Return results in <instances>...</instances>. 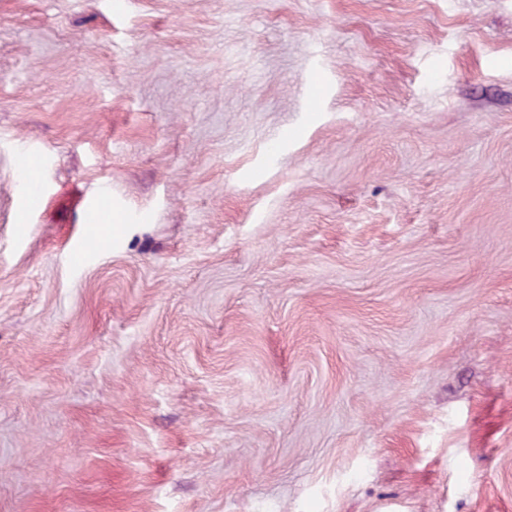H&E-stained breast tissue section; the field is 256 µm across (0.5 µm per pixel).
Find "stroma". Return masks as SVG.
<instances>
[{
    "label": "stroma",
    "mask_w": 512,
    "mask_h": 512,
    "mask_svg": "<svg viewBox=\"0 0 512 512\" xmlns=\"http://www.w3.org/2000/svg\"><path fill=\"white\" fill-rule=\"evenodd\" d=\"M0 512H512V0H0Z\"/></svg>",
    "instance_id": "obj_1"
}]
</instances>
